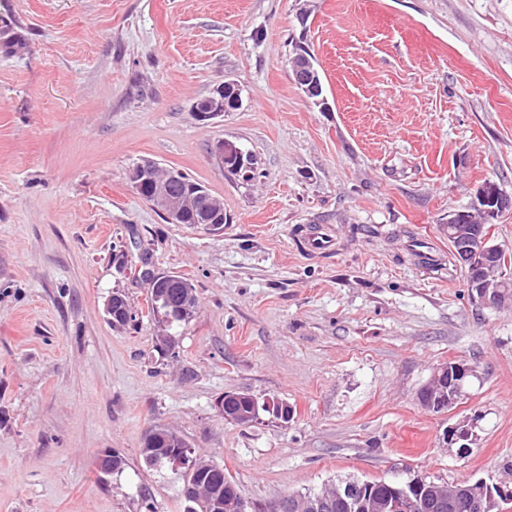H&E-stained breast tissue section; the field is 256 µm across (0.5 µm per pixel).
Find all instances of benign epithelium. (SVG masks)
Instances as JSON below:
<instances>
[{"label":"benign epithelium","mask_w":512,"mask_h":512,"mask_svg":"<svg viewBox=\"0 0 512 512\" xmlns=\"http://www.w3.org/2000/svg\"><path fill=\"white\" fill-rule=\"evenodd\" d=\"M291 74L296 85L303 94L316 104L324 103L323 83L320 76L319 64L314 56L306 51L293 53L289 59ZM231 86L226 81L219 85L205 101H199L193 106V113L200 121H209L221 117L226 112L240 106L241 98L230 101L224 99V89ZM212 153L219 163L224 160L234 161L233 170L236 173L250 175V165L244 158V153L235 144L219 140ZM134 189L144 200L152 205L168 224H181L187 210L194 208L199 212L198 222L211 233L224 231V201L211 195L205 188L196 184L186 187L183 192L173 190V186L187 182L181 176V171L172 167H163L151 160L138 163L129 174ZM505 211H512V196L503 193L499 186L491 181L485 182L479 189L477 202L469 209L448 214V236L452 243L453 252L458 261L464 266L468 276L466 287L471 296L489 307H502L512 304V281L501 271V255L505 248L494 242L492 235L484 231V226L492 223ZM118 310L117 320L131 321L135 318L128 302L119 292L112 294L107 305V313L113 314ZM196 309L195 292L187 287L176 302L169 306V322ZM474 375V367L462 361H450L434 369L430 382L419 394V402L427 411L433 413L445 412L457 405L461 399L467 379ZM246 402L247 410L238 413L239 423L250 426L260 418V412L274 415L282 423L291 421V407L280 401L259 403L246 393H230L224 395L218 402L219 412H224V402L228 400ZM444 441L460 444L462 448L470 447L472 438L470 430L462 425L443 434ZM166 461L171 469H182L193 473L214 464L195 454L189 445L169 450ZM432 496L424 507L432 512H496L499 503L493 489L482 481H462L452 484L431 482ZM344 493L360 497L361 504L369 512L377 507L372 499L371 484L349 483ZM182 497L186 512H209V499L198 490V485L185 482L182 487ZM331 496L327 493L314 499L308 495H294L283 499L277 506L276 512H295V507H307L312 512L318 510Z\"/></svg>","instance_id":"1"}]
</instances>
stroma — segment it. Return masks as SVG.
I'll use <instances>...</instances> for the list:
<instances>
[{"mask_svg": "<svg viewBox=\"0 0 512 512\" xmlns=\"http://www.w3.org/2000/svg\"><path fill=\"white\" fill-rule=\"evenodd\" d=\"M298 42L326 106L292 79ZM226 81L240 107L197 120ZM145 159L223 198V233L166 223L129 180ZM488 180L512 196V0H0V512H184L181 473L141 454L156 428L252 503L346 478L512 490V307L472 299L448 244ZM319 228L333 251L301 250ZM144 265L196 288L173 346ZM451 360L475 374L431 413ZM239 392L292 420L224 418ZM459 424L470 447L443 440ZM212 153L214 154L216 160L220 163L222 168L224 169V159L233 160V170L236 171L237 174L243 172L245 176L250 175L249 170L251 169L249 163L244 158V153L242 150L237 147L235 144L219 140L217 141L213 148ZM474 367L462 361H448L434 369L430 382L419 394V402L427 411L441 413L451 409L461 399L467 379Z\"/></svg>", "mask_w": 512, "mask_h": 512, "instance_id": "stroma-1", "label": "stroma"}]
</instances>
